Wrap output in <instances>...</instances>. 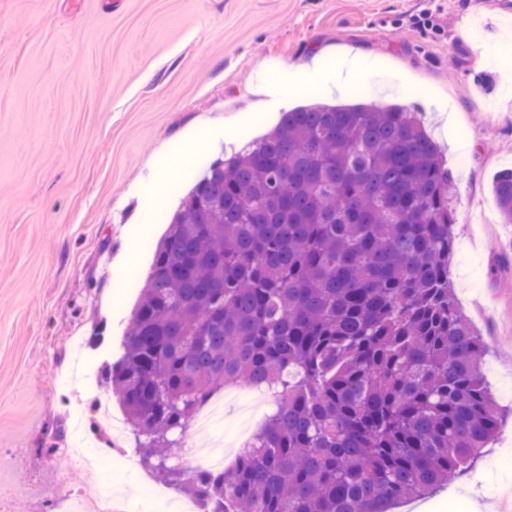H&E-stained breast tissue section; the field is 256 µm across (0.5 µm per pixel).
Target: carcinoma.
I'll return each mask as SVG.
<instances>
[{
  "label": "carcinoma",
  "mask_w": 512,
  "mask_h": 512,
  "mask_svg": "<svg viewBox=\"0 0 512 512\" xmlns=\"http://www.w3.org/2000/svg\"><path fill=\"white\" fill-rule=\"evenodd\" d=\"M493 192L512 223V168ZM453 186L400 106L311 104L196 178L102 377L163 481L227 384L275 413L228 470L183 483L203 512H388L460 474L498 427L486 345L449 277Z\"/></svg>",
  "instance_id": "obj_1"
}]
</instances>
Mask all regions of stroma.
<instances>
[{
    "mask_svg": "<svg viewBox=\"0 0 512 512\" xmlns=\"http://www.w3.org/2000/svg\"><path fill=\"white\" fill-rule=\"evenodd\" d=\"M512 0H0V512H137L135 473L88 471L66 456L74 411L109 433L84 391L81 350L124 335L153 248L209 162L263 134L245 90L272 71L340 48L378 68L346 93L292 90L290 107L397 104L415 112L457 184L456 304L484 340L498 429L460 475L392 512H454L467 489L512 512V224L492 190L512 168ZM226 148L187 146L200 119ZM163 161L161 188L125 193ZM169 201L153 203L156 193ZM138 270L114 267L127 247Z\"/></svg>",
    "mask_w": 512,
    "mask_h": 512,
    "instance_id": "obj_1",
    "label": "stroma"
}]
</instances>
